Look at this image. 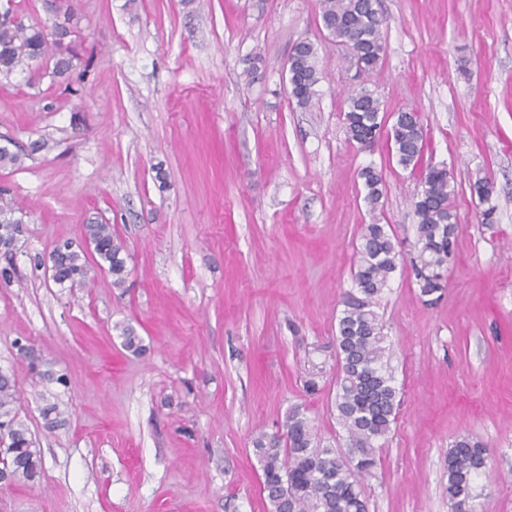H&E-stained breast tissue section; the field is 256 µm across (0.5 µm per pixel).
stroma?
<instances>
[{"mask_svg": "<svg viewBox=\"0 0 512 512\" xmlns=\"http://www.w3.org/2000/svg\"><path fill=\"white\" fill-rule=\"evenodd\" d=\"M378 3L386 52L371 88L387 112H418L425 161L454 181L459 236L437 304L406 265L377 308L401 407L362 481L368 512H452L446 459L463 435L489 450L478 512H512V0ZM303 39L321 71L307 110L285 90ZM77 42L90 65L71 87L0 84V140L26 153L0 166V186L27 228L0 255V368L16 372L45 463L40 482L0 485V512H269L252 440L299 405L322 445L345 448L338 301L361 225L379 219L410 250L418 182L386 142L348 141L361 79L318 0H78ZM368 165L386 185L376 217ZM480 177L497 223L480 221ZM94 219L122 238L126 282L95 272L60 287L48 254L81 244ZM127 324L142 355L122 346ZM20 341L66 385L32 374ZM48 399L65 418L53 430ZM364 189L363 200L369 211L375 214L383 208L384 184L381 174L372 166H366L359 174Z\"/></svg>", "mask_w": 512, "mask_h": 512, "instance_id": "obj_1", "label": "stroma"}]
</instances>
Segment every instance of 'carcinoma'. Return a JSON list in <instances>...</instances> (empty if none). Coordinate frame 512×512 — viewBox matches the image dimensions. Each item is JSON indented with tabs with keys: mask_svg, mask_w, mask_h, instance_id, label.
Instances as JSON below:
<instances>
[{
	"mask_svg": "<svg viewBox=\"0 0 512 512\" xmlns=\"http://www.w3.org/2000/svg\"><path fill=\"white\" fill-rule=\"evenodd\" d=\"M55 21L67 25L69 35L77 28V0H51ZM324 29L346 46L350 62L365 81L376 75L385 53L382 20L376 0H319ZM48 27L30 24L11 7V0L0 4V82L17 74L27 75L28 85L39 81V60L55 56L51 79L64 83L81 64L73 40L48 42ZM292 80L297 89L289 93L297 107L312 106L315 86L320 80L317 51L302 40L293 48ZM343 123L348 139L359 146L375 143L384 136L397 164L415 174L420 190L413 198L417 239L411 268L419 297L427 305L445 294L448 266L454 258L459 232L452 206L455 186L448 169L422 165L426 132L417 112L402 110L386 116L374 91L362 84L347 97ZM363 200L371 213L383 208L384 184L372 166L359 174ZM472 189L482 203V223H496L497 206L492 204L493 185L477 179ZM24 209L6 188H0V252L11 255L24 235ZM84 237L94 244L99 270L112 276L115 287L126 276L124 246L112 232V225L95 222L84 226ZM401 251L387 229L376 221L359 230L357 263L353 288L341 300L336 329L335 408L347 434L348 453L322 448L315 441L306 410L289 409L281 431L257 436L253 452L262 471L261 491L271 512H367L360 478L372 473L378 464L376 443L395 423L400 397L394 384L389 348L376 307L401 260ZM56 274L54 282L71 287L88 280L90 268L85 253L72 244H57L50 253ZM122 346L133 354L143 351L142 338L126 326ZM18 387L12 370L0 369V481L5 485L35 483L44 473V459L34 446L28 426L19 419L16 404ZM62 411L57 403L42 409L45 427L61 426ZM488 458L487 449L469 437L456 440L448 451V502L453 512H476L480 494L474 486Z\"/></svg>",
	"mask_w": 512,
	"mask_h": 512,
	"instance_id": "cac0c4a2",
	"label": "carcinoma"
}]
</instances>
